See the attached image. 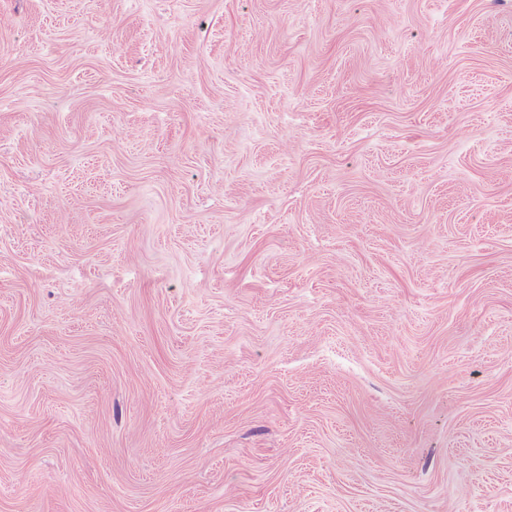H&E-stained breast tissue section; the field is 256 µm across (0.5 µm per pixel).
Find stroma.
<instances>
[{
	"instance_id": "1",
	"label": "stroma",
	"mask_w": 512,
	"mask_h": 512,
	"mask_svg": "<svg viewBox=\"0 0 512 512\" xmlns=\"http://www.w3.org/2000/svg\"><path fill=\"white\" fill-rule=\"evenodd\" d=\"M0 512H512V0H0Z\"/></svg>"
}]
</instances>
